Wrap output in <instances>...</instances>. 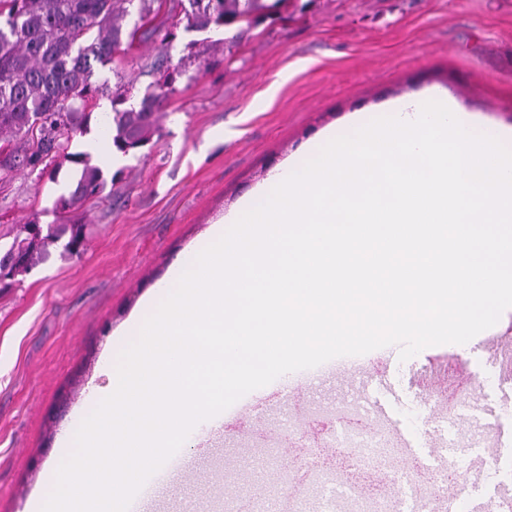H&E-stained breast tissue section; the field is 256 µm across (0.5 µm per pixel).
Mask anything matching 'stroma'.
Returning a JSON list of instances; mask_svg holds the SVG:
<instances>
[{"instance_id": "1", "label": "stroma", "mask_w": 512, "mask_h": 512, "mask_svg": "<svg viewBox=\"0 0 512 512\" xmlns=\"http://www.w3.org/2000/svg\"><path fill=\"white\" fill-rule=\"evenodd\" d=\"M161 58L181 75L150 143L108 163L113 97H142ZM91 81L98 93L88 129L70 150L100 142L90 163L106 182L72 214L84 226L83 245L72 254L54 249L28 272L0 279V512H29L44 494L58 437L100 382L117 334L170 268L272 170L307 162L326 127L356 112L375 117L388 100L436 85L467 110L512 123V0H289L274 16L226 31L177 27L165 45L147 41L95 66ZM25 149V137L0 139L5 247L26 222L55 223L57 201L81 171L68 161L53 175L31 168ZM438 363L479 384L481 397L434 421L415 377ZM375 369L401 391L390 426L433 441L416 459L398 455L388 488L407 493L413 461L446 466L466 497L497 512V488L512 473L492 470L473 482L468 472L481 450L512 448V373L478 336L405 361L388 346ZM294 386L311 407L298 436L269 418L279 394ZM340 391L334 373L303 370L248 393L225 410L222 428L207 420L194 428L176 463L145 482L141 508L183 512L191 501L194 512H210L214 491L196 478L199 470L224 471L235 494L270 499L289 472L271 470L265 435L273 434L278 456L321 447L330 418L319 406Z\"/></svg>"}]
</instances>
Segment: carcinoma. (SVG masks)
Wrapping results in <instances>:
<instances>
[{
  "instance_id": "obj_1",
  "label": "carcinoma",
  "mask_w": 512,
  "mask_h": 512,
  "mask_svg": "<svg viewBox=\"0 0 512 512\" xmlns=\"http://www.w3.org/2000/svg\"><path fill=\"white\" fill-rule=\"evenodd\" d=\"M134 0H0V136L29 135L36 130L26 162L36 168L57 161L83 165L74 189L59 198L62 210H76L103 184L102 172L83 154L68 152L73 135L87 131L86 112L97 88L91 83L94 64L105 65L118 51H129L135 41H165L176 23L134 25L123 34L121 20ZM184 10L186 28L211 26L228 29L257 21L268 9L266 0H189ZM164 66V63H159ZM166 67V66H164ZM150 85L138 107L125 106L122 96L112 99V146L126 155L147 145L162 103L175 91L179 68ZM67 238L64 249L79 251L84 225L68 220L42 224L39 230L24 224L9 249L16 263L0 276L28 271Z\"/></svg>"
}]
</instances>
